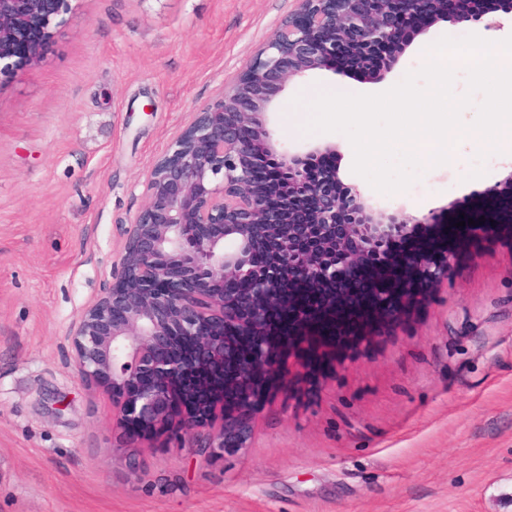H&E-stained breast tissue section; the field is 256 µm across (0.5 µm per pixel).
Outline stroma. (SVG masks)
<instances>
[{"mask_svg":"<svg viewBox=\"0 0 512 512\" xmlns=\"http://www.w3.org/2000/svg\"><path fill=\"white\" fill-rule=\"evenodd\" d=\"M298 0H71L40 63L0 74V512H512V232L457 251L404 322L342 365L261 395L244 447L201 458L115 450L112 396L71 366L70 332L114 283L153 163L249 64ZM433 26L380 79L316 71L290 85L279 148L332 143L374 208L445 210L512 173L471 153L428 188L382 196L306 102L339 82L388 90L427 61ZM303 105H293L295 96Z\"/></svg>","mask_w":512,"mask_h":512,"instance_id":"35a3bbf8","label":"stroma"}]
</instances>
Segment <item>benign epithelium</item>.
Instances as JSON below:
<instances>
[{
	"label": "benign epithelium",
	"instance_id": "benign-epithelium-1",
	"mask_svg": "<svg viewBox=\"0 0 512 512\" xmlns=\"http://www.w3.org/2000/svg\"><path fill=\"white\" fill-rule=\"evenodd\" d=\"M477 0H299L246 69L152 166L112 288L78 317L73 367L89 385L127 392L112 418L163 445L192 440L222 457L240 448L244 417L283 382L279 349L311 369L336 367L341 341H368L423 301L454 252L429 243L395 255L445 215L400 218L356 191L336 193L311 170L336 152L277 148L266 114L295 79L338 70L373 47L412 43L439 22L481 21ZM70 0H0V73L39 61ZM277 157V168L264 158ZM487 211L471 234L494 240L512 224V174L481 191Z\"/></svg>",
	"mask_w": 512,
	"mask_h": 512
}]
</instances>
